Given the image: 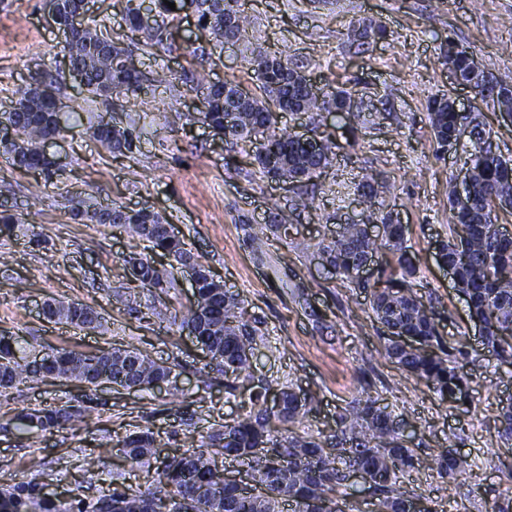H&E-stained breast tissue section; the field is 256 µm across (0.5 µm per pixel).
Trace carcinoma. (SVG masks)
I'll list each match as a JSON object with an SVG mask.
<instances>
[{"instance_id": "1", "label": "carcinoma", "mask_w": 512, "mask_h": 512, "mask_svg": "<svg viewBox=\"0 0 512 512\" xmlns=\"http://www.w3.org/2000/svg\"><path fill=\"white\" fill-rule=\"evenodd\" d=\"M55 2L57 21L67 25L82 0ZM170 2L176 9L163 0H152V24L142 27L137 23L142 4L127 0L124 12L132 24L121 37L111 38L84 21L72 28L68 58L85 75V87L93 98L108 107L123 96L169 82L164 68L144 72L133 66V60L140 44L171 49L170 23L176 10H192L201 29L217 42L245 39L247 16L242 0ZM142 34L144 42L140 41ZM383 34L382 29L364 23L348 29L347 39L364 46ZM470 56L469 48L452 41L444 51L445 62L465 80L469 79ZM250 64L259 77L261 95L247 93L231 82L219 87L210 84L197 115L214 134L224 137L228 150L241 143L251 144L252 164L271 180L291 183L296 205L305 208L315 193L314 178L331 164L334 143L321 136L317 146L304 145L278 128L277 113L322 112L332 107L340 110L352 90L338 86L320 97L310 93L303 85V71L288 58L285 48L259 51ZM64 80L60 70L35 79L20 91L12 110L0 113V127L6 131L0 138V150L10 156L16 168L38 171L47 180L56 170L46 160L44 143L48 137L65 132L55 112ZM428 110L434 140L441 150L460 144L462 128L481 129L476 117L455 111L444 97L431 99ZM90 131L102 147L118 154L133 153L140 138L133 129L104 121ZM472 163V205L459 208L448 198L455 236L439 241L436 256L439 262L455 267L456 287L466 296L472 316L485 326V344L501 362L512 364V236L499 231L492 219L495 209H512V181L505 175L512 168V160L488 151ZM65 200L73 217L90 224L121 226L148 243L150 251L173 260L166 266L141 253L128 255L124 263L133 281L166 293L176 287L179 265L191 261L199 267L196 304L187 314L173 316V322L179 330L193 329L204 339L211 358L224 367L225 392L236 396L252 377L251 359L255 346L264 338L258 321L248 318L243 299L224 288L209 265L195 257L183 240L167 235V220L161 214L128 210L122 205H114L108 212L78 196ZM240 229L254 255L260 258L266 254L270 236L245 222ZM317 249L339 279L355 284L360 282L359 270L367 259L382 249L392 253L402 277L396 278L392 271L382 273L371 299L377 321L389 333L387 357L403 372L425 381L443 400L469 392L470 381L453 366V353L441 336L434 307L420 300L409 284L416 267L406 249L404 225L394 224L386 216L373 236L366 224H342L336 235L319 243ZM49 307L60 323L93 330L102 327V318L89 305L51 301ZM19 351L16 337L0 336V395L46 377L87 388L104 382L118 384L128 376L129 354L135 357L134 377L144 390L174 373L173 367L137 348H102L86 353L60 347L50 363L39 366L24 356L17 357ZM280 394L279 410L269 407L262 393L250 395L245 414L213 430L196 448L165 457L157 478L143 490L114 487L111 493L88 504L76 498H51L44 493L42 483L29 479L0 489V512H144L146 502L154 505V512H279L283 501L295 503L298 512H344L337 494L349 495L352 471L366 475L365 491L372 498V512H413L419 497L397 484L398 473L420 466L422 461L407 445L400 424L387 408L370 397L356 399L336 414V430L325 440L296 431L279 437V427L299 423L309 412L306 398L297 397L292 385L283 386ZM86 413L85 406L61 405L23 410L16 420L25 429H64L84 419ZM119 444L125 457L138 463L155 454L160 440L146 430L125 436ZM224 456L247 463L254 480L250 494L220 483L216 458ZM427 465L456 480L472 469L473 462L463 456L450 458L445 451L429 459Z\"/></svg>"}]
</instances>
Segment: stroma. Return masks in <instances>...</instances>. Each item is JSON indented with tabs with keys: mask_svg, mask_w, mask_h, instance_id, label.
<instances>
[{
	"mask_svg": "<svg viewBox=\"0 0 512 512\" xmlns=\"http://www.w3.org/2000/svg\"><path fill=\"white\" fill-rule=\"evenodd\" d=\"M245 12L252 20L248 35L230 45L202 31L191 11H178L176 50L139 51L136 62L144 71L190 74L197 69L190 49L201 46L213 59L206 80H234L254 93L259 81L247 63L251 50L286 46L294 64L319 86L342 82L357 90L361 103L350 113L279 115L280 129L314 128L335 143L331 165L316 180L312 208L296 209L291 185L262 177L248 158L229 164L225 142L186 118L199 104L195 94L181 97L166 85L147 90L164 101V112H145L137 96L113 112L92 102L78 81L66 79L60 100L67 130L51 148L60 162L52 180L17 169L0 154V210L24 219L13 237H0V333L46 352L133 346L174 364L177 374L173 392H130L109 384L87 392L46 378L0 396V489L35 477L50 493L92 501L116 483L142 488L152 483L161 457L197 445L244 412L240 398L226 394L224 375L210 356L171 323L172 314L194 304L190 284L178 280L164 295L131 281L123 260L144 252L145 242L121 227L73 219L62 206L70 193L101 205L148 207L166 217L261 324L265 341L253 357L250 388L273 394L290 384L310 398L302 430L328 438L349 402L377 399L400 420L423 461L451 447L475 462L461 481L423 465L400 473L401 486L431 512H491L496 501L512 496V437L500 434V416L512 404V371L483 344L482 326L435 259L436 240L452 235L448 196L467 155L438 150L427 105L443 95L465 102L489 130L493 151L512 159V122L451 83L440 55L447 41L460 43L512 85V0H246ZM362 21L385 29V38L351 44L346 31ZM67 57L48 0H0V112L32 75L62 69ZM101 119L141 129L134 154L110 153L90 137L88 126ZM367 176L380 185L372 199L355 190ZM277 211L288 216V236L256 257L240 223L260 228ZM386 214L409 228L412 284L440 313L444 339L458 351L455 365L471 380L466 400L440 399L386 358L369 289L339 280L317 255L318 243L340 225L375 224ZM49 299L93 306L103 329L42 320L37 307ZM80 400L91 416L73 428H15L21 411ZM145 428L158 434L161 445L149 464L139 465L124 457L119 442ZM33 456L44 462L36 474L27 466Z\"/></svg>",
	"mask_w": 512,
	"mask_h": 512,
	"instance_id": "stroma-1",
	"label": "stroma"
}]
</instances>
